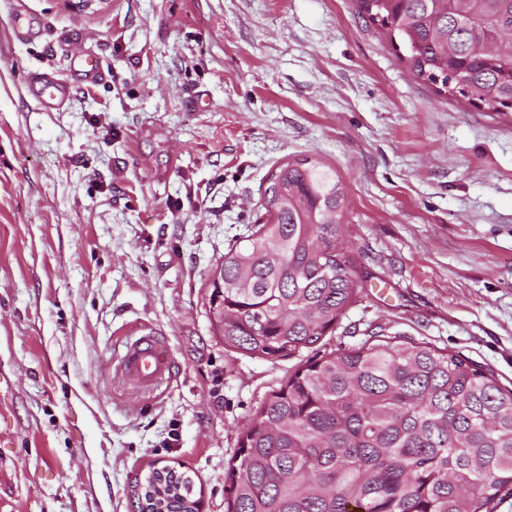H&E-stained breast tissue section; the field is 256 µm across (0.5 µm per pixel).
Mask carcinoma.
I'll list each match as a JSON object with an SVG mask.
<instances>
[{"mask_svg":"<svg viewBox=\"0 0 512 512\" xmlns=\"http://www.w3.org/2000/svg\"><path fill=\"white\" fill-rule=\"evenodd\" d=\"M441 97L512 112V0H358ZM343 181L301 157L271 172L267 222L230 245L208 285L228 351L286 359L321 342L358 297ZM227 512H495L512 492V390L491 372L407 337L368 334L282 381L241 432ZM184 473L157 471L145 500L197 512Z\"/></svg>","mask_w":512,"mask_h":512,"instance_id":"1","label":"carcinoma"}]
</instances>
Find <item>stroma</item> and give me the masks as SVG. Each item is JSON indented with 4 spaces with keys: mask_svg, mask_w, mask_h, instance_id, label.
I'll return each mask as SVG.
<instances>
[{
    "mask_svg": "<svg viewBox=\"0 0 512 512\" xmlns=\"http://www.w3.org/2000/svg\"><path fill=\"white\" fill-rule=\"evenodd\" d=\"M76 47L105 79L42 107L30 75ZM302 156L345 185L358 298L301 356L225 350L209 280ZM380 328L512 387V112L439 98L356 0H0V512H132L165 465L226 512L272 390ZM143 332L174 365L149 397L116 360Z\"/></svg>",
    "mask_w": 512,
    "mask_h": 512,
    "instance_id": "1",
    "label": "stroma"
}]
</instances>
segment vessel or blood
Returning <instances> with one entry per match:
<instances>
[{"mask_svg":"<svg viewBox=\"0 0 512 512\" xmlns=\"http://www.w3.org/2000/svg\"><path fill=\"white\" fill-rule=\"evenodd\" d=\"M100 75L99 66L77 50L71 56L69 79H57L49 72L37 73L31 78L28 90L45 107L53 108L69 99L79 86L95 83ZM119 369L134 393L149 396L171 381L172 357L158 336L144 333L128 337L119 357Z\"/></svg>","mask_w":512,"mask_h":512,"instance_id":"1","label":"vessel or blood"}]
</instances>
